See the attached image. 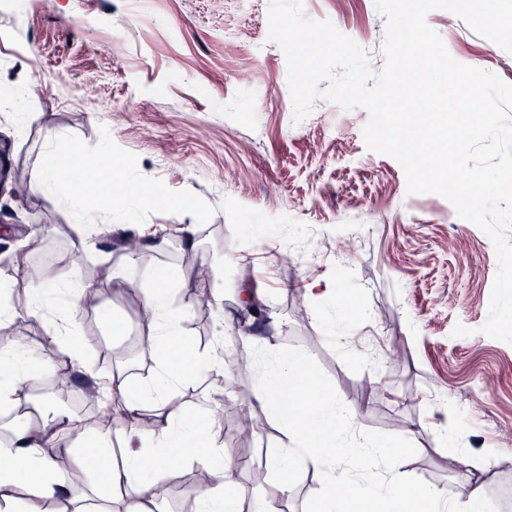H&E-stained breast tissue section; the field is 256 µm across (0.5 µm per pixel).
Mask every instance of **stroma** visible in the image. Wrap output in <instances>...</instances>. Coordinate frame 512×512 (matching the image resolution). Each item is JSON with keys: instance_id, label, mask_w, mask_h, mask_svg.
Instances as JSON below:
<instances>
[{"instance_id": "1", "label": "stroma", "mask_w": 512, "mask_h": 512, "mask_svg": "<svg viewBox=\"0 0 512 512\" xmlns=\"http://www.w3.org/2000/svg\"><path fill=\"white\" fill-rule=\"evenodd\" d=\"M269 0H29L14 16L0 0V278L19 263L75 260L73 275L104 282L136 266L179 282L171 299L199 350L221 313L259 339L265 362L246 358L234 383L252 387L268 358H306L326 392L353 406L347 433L389 448L405 484L466 491L449 445L477 460L492 512H512V344L481 327L497 271L491 239L437 194L411 195L402 166L367 150L366 109L316 101L293 119L282 49L269 41ZM306 15L353 40L382 43L374 0H304ZM428 25L458 62L512 83V54L444 9ZM61 164L111 154L113 223L89 205L85 227L32 186L45 153ZM160 201L141 205L131 185ZM224 307L189 298L195 266ZM264 292V321L250 323L238 288ZM317 294H310V287ZM470 328L454 336L456 324ZM98 375L138 366L152 352L142 304L102 290L79 317ZM226 455L250 443L234 479L253 493V467L286 441L274 410L245 428L225 395Z\"/></svg>"}]
</instances>
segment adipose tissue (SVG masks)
<instances>
[{
  "mask_svg": "<svg viewBox=\"0 0 512 512\" xmlns=\"http://www.w3.org/2000/svg\"><path fill=\"white\" fill-rule=\"evenodd\" d=\"M112 167L108 159L97 164L60 166L54 154H45L33 186L48 206L67 203L82 215L89 199L110 210L108 195ZM120 287L134 288L143 305L148 341L156 352V376L132 386L122 375L95 376L104 403H116L112 418L85 422L49 399L51 414L40 423L17 430L0 447V512H160V489L174 468L192 466L205 479L196 486V512H277L268 498L246 502L233 479L237 462L224 456L218 442L220 420L206 412L187 422L186 408L177 399V386L189 381L193 370L223 376L225 352L215 343L204 353L179 333L182 311L174 307L162 278L126 272ZM22 292L24 310L8 301L0 303V404L15 403L22 387L65 371L90 374L87 344L78 334V316L94 301L85 284L76 282L69 257L59 260V271L47 283L17 277L0 281V292ZM47 322L48 334L66 348L67 363L30 370L35 349L3 335L18 313ZM159 410L156 427L142 433L139 414L145 401ZM251 407L276 406L287 442L268 465L279 474L278 494L287 497L292 474L301 468L320 478L325 492L322 512H352L354 504L370 501L378 487H386L397 512H485L481 485L467 498L449 496L443 489L418 488L400 492L401 474L387 467V451L366 439L346 440L335 423L336 401L325 390L304 358L282 356L272 374L252 387ZM94 480L95 503L74 497L65 480L64 462Z\"/></svg>",
  "mask_w": 512,
  "mask_h": 512,
  "instance_id": "obj_1",
  "label": "adipose tissue"
}]
</instances>
